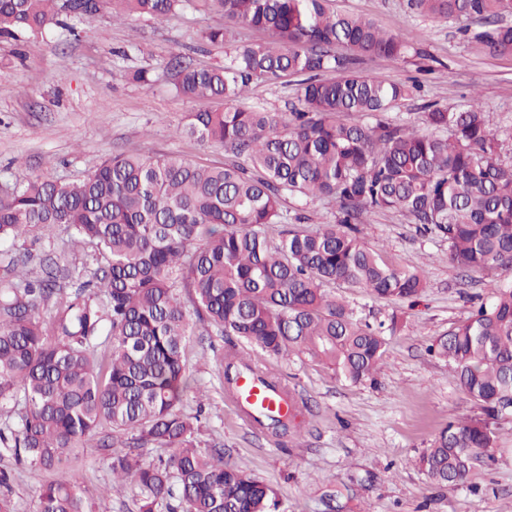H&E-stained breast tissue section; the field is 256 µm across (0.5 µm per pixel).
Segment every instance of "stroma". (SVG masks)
Segmentation results:
<instances>
[{
	"mask_svg": "<svg viewBox=\"0 0 512 512\" xmlns=\"http://www.w3.org/2000/svg\"><path fill=\"white\" fill-rule=\"evenodd\" d=\"M336 10L374 19L382 28L426 49L420 59L373 58L364 71L389 82L419 81L420 91L391 111L399 121L420 123L431 100L451 108L480 94L486 116L512 159V58L472 48L461 22L412 13L407 0H333ZM222 14L195 0L163 20L116 21L103 9L90 23L68 19L20 40H0V184L29 178L72 181L116 153L176 154L223 164L221 145H201L183 135L194 102L176 94L166 64L173 56L218 66L224 48L204 34L223 25ZM143 69L148 80H132ZM362 236L393 264L424 269L428 286L416 305L374 298L359 288L341 289L358 315L371 322L391 316L403 325L388 340L375 383L340 380L326 365L281 358L216 333L190 336L185 359L193 375L183 410L199 415L201 446L223 447L224 458L270 484L283 512H512V417L501 421L494 459L474 462L458 486H438L417 459L448 422L480 416L463 395L446 362L431 357L432 341L464 321L477 298L512 283V270L465 273L448 261L445 241L420 235L399 213L362 225ZM31 269L46 255H64L70 276L91 277L90 251L73 249L68 234L54 231L35 245ZM237 349L295 393L300 436H278L247 425L224 391V354ZM14 479L1 492L14 512H36L40 487L67 473L88 502H97L111 479L109 461L96 448L67 450L59 470L35 469L0 452V468Z\"/></svg>",
	"mask_w": 512,
	"mask_h": 512,
	"instance_id": "1",
	"label": "stroma"
}]
</instances>
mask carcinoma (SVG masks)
<instances>
[{
    "mask_svg": "<svg viewBox=\"0 0 512 512\" xmlns=\"http://www.w3.org/2000/svg\"><path fill=\"white\" fill-rule=\"evenodd\" d=\"M184 0H0V39L39 34L60 18L162 20ZM330 0H199L224 16L205 38L224 45V65H173L176 93L199 105L183 133L219 144L234 162L208 166L178 155L107 156L72 182L29 179L0 187V244L60 228L94 248L98 269L64 282L53 258L40 272L9 257L0 293V403L18 407L0 429V448L18 462L52 469L69 448L90 442L109 453L112 485L130 487L139 512H277L272 488L198 447L181 409L191 386L182 342L197 326L237 336L272 355L305 356L351 382H373L396 318L369 323L332 289L363 288L378 299L415 302L424 270L387 262L360 238L359 225L399 211L448 242L464 272L512 269V162L478 96L449 110L423 105L427 131L394 121L409 86L362 71L366 60L429 56L372 19L340 13ZM416 14L470 21L476 50L512 58V26L498 17L512 0H408ZM265 38L232 44L231 29ZM301 77L289 113L243 104L253 85ZM224 100V110L209 106ZM368 116L371 124L349 120ZM328 200L335 219L314 231L286 229L284 205ZM194 294L187 310L181 290ZM54 302L49 319L44 311ZM431 352L448 362L461 390L483 410L448 422L418 458L437 485L467 480L496 447L497 421L512 416V286L498 287ZM262 369L243 354L224 364V391L237 374ZM288 416L256 419L292 432ZM105 425L123 435H99ZM119 444L123 450L112 452ZM170 449L145 464L138 449ZM37 512H92L66 475L39 489Z\"/></svg>",
    "mask_w": 512,
    "mask_h": 512,
    "instance_id": "obj_1",
    "label": "carcinoma"
}]
</instances>
